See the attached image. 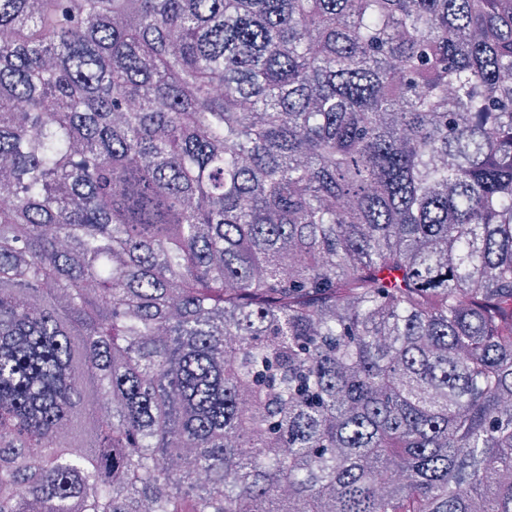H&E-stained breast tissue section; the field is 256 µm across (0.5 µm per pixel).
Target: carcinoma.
<instances>
[{"instance_id":"carcinoma-1","label":"carcinoma","mask_w":512,"mask_h":512,"mask_svg":"<svg viewBox=\"0 0 512 512\" xmlns=\"http://www.w3.org/2000/svg\"><path fill=\"white\" fill-rule=\"evenodd\" d=\"M0 29V512H512V0Z\"/></svg>"}]
</instances>
